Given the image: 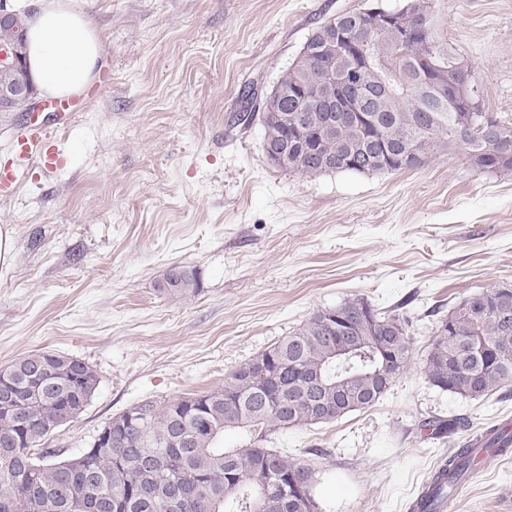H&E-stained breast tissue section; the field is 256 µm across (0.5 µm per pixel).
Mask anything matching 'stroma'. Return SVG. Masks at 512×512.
Listing matches in <instances>:
<instances>
[{
    "instance_id": "1",
    "label": "stroma",
    "mask_w": 512,
    "mask_h": 512,
    "mask_svg": "<svg viewBox=\"0 0 512 512\" xmlns=\"http://www.w3.org/2000/svg\"><path fill=\"white\" fill-rule=\"evenodd\" d=\"M370 0H81L107 49L95 81L54 109L66 167L32 164L0 198V367L36 350L88 363L99 384L48 441L74 456L110 418L220 387L317 310L361 298L409 320L414 361L372 407L290 428L272 445L315 472L319 512H406L431 470L483 427L512 422V388L441 391L420 368L464 298L512 285V174L457 152L379 174L302 177L263 129L231 127L243 87L271 90L323 19ZM436 28L512 123V0H433ZM174 266L198 294L158 291ZM458 420L446 437L421 420ZM450 512H512V453L489 456Z\"/></svg>"
}]
</instances>
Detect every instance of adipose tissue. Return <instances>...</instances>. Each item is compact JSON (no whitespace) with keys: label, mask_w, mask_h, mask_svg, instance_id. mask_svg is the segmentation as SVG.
<instances>
[{"label":"adipose tissue","mask_w":512,"mask_h":512,"mask_svg":"<svg viewBox=\"0 0 512 512\" xmlns=\"http://www.w3.org/2000/svg\"><path fill=\"white\" fill-rule=\"evenodd\" d=\"M104 52L77 0H43L28 26V65L45 95L80 93L95 80Z\"/></svg>","instance_id":"obj_1"}]
</instances>
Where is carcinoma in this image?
<instances>
[{
  "mask_svg": "<svg viewBox=\"0 0 512 512\" xmlns=\"http://www.w3.org/2000/svg\"><path fill=\"white\" fill-rule=\"evenodd\" d=\"M406 28L380 29L369 39L367 58L350 59L340 47L347 28L341 16L321 22L307 50L284 69L265 94L259 119L263 141L276 145L285 116L293 115L290 94L316 86L330 72L356 66L364 79L383 78L390 93L368 105L364 117L307 108L301 129L282 167L312 177L322 158L336 170L376 174L413 169L443 151L461 153L477 172L512 173V124L485 110L481 88L467 78L472 67L442 44L430 0H404ZM483 117L477 133L468 115ZM160 291L187 298L198 294L196 271L175 266L158 283ZM346 319L343 335L355 345L336 357V329L319 309L293 333L268 348L269 371L283 364L279 386L255 381V359L224 378V385L165 405L145 401L150 411L138 436H118L110 448L62 458L46 440L76 419L98 387L86 362L50 351L30 353L0 374L27 409L0 407V512H315L314 471L264 443L281 430L320 423L312 401L330 407L333 421L376 404L411 365L414 348L408 322L382 314L362 299L336 306ZM427 381L444 392L479 399L512 386V285L486 288L462 300L439 321L423 362ZM291 402L279 410V399ZM241 429L238 448L224 447V431ZM512 428L501 429L485 447L509 451ZM475 455L466 443L444 467L454 481L438 487L447 496L472 473Z\"/></svg>",
  "mask_w": 512,
  "mask_h": 512,
  "instance_id": "obj_1",
  "label": "carcinoma"
}]
</instances>
